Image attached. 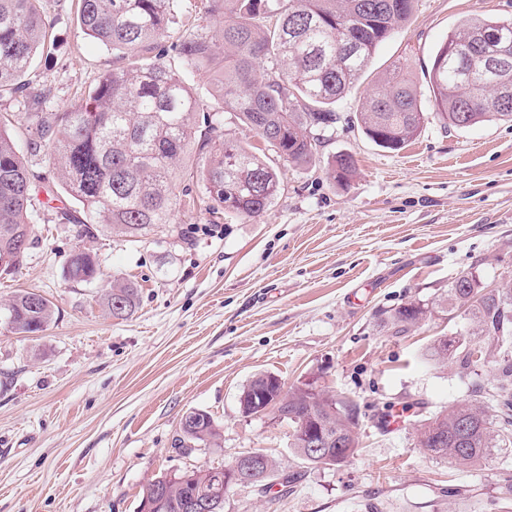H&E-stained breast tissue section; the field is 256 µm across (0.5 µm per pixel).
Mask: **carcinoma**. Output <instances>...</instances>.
<instances>
[{
    "instance_id": "carcinoma-1",
    "label": "carcinoma",
    "mask_w": 512,
    "mask_h": 512,
    "mask_svg": "<svg viewBox=\"0 0 512 512\" xmlns=\"http://www.w3.org/2000/svg\"><path fill=\"white\" fill-rule=\"evenodd\" d=\"M40 0H0V92L25 91L18 78L32 58L50 45L52 22ZM78 22L98 47L127 60L99 77L87 97L58 112H28L27 151L53 158L64 192L82 205L73 218L84 227L98 224L121 241H138L160 224L172 223L173 174L186 155L196 157V178L212 209L241 217L261 215L280 193V174L238 141L218 133L220 115L197 98L183 73L213 83L222 112L251 127L287 162L316 157L325 133L337 120L330 107L344 98L369 67L380 44L409 20L415 0H206L205 17L221 21L219 35L203 30L171 43L179 66L166 59L162 43L172 37L177 0H78ZM459 48L448 52V41ZM432 111L418 100L406 64L392 66L364 96L357 119L379 146L403 147L429 115L450 127L459 114L467 126L512 122V19L476 17L462 21L439 47L428 72ZM354 158L340 154L334 177L349 181ZM34 210L30 173L16 144L0 128V261L10 271L22 266L27 250L17 237L31 231ZM97 257L77 250L67 265L69 278L89 283L98 274ZM448 304L477 323L481 340L463 351L466 368L485 363L512 347V279L480 287L459 276ZM138 290L116 282L106 297L109 314L131 316ZM4 319L16 334L43 331L55 317L53 303L33 291H19L4 306ZM425 317L422 307L404 305L386 324L399 334ZM269 375L252 379L239 404L253 408L258 393L273 391ZM286 417L297 428L312 414L330 434L354 425L359 409L326 392L296 387L286 392ZM495 406L469 401L428 418L420 432L434 427L438 440L427 452L461 467L480 465L512 447V419L495 409H512V361L504 358L493 395ZM177 447L219 448L222 435L206 412L184 416ZM224 470L199 468L160 475L147 482L141 512H192L207 499L224 512Z\"/></svg>"
}]
</instances>
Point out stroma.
<instances>
[{"mask_svg": "<svg viewBox=\"0 0 512 512\" xmlns=\"http://www.w3.org/2000/svg\"><path fill=\"white\" fill-rule=\"evenodd\" d=\"M54 22L52 56L23 77L50 86L42 106L0 95V116L17 147L24 113L79 101L115 65L77 23V0H42ZM512 19V0H416L408 23L375 51L334 110L317 157L292 164L265 150L282 189L262 215L243 219L176 206L172 223L139 242L84 232L63 213L70 200L38 195L33 244L16 272L0 273V303L20 290L53 302L43 332L0 325V512H139L153 477L199 466L230 467L246 453L300 473L289 493L230 487L224 512H512V452L461 468L418 441L423 420L459 401L491 402L497 362L473 369L458 355L431 360L439 337L479 338L448 305L461 274L493 288L512 278V122L446 128L432 120L398 151L378 147L357 120L363 92L406 62L424 107L427 73L440 44L472 17ZM357 171L335 180L333 159ZM96 253L99 274L67 275L74 249ZM134 283L132 317L110 316L113 282ZM416 303L427 315L397 335L392 309ZM272 374L291 389L329 391L366 407L357 453L335 466L305 464L292 428L274 413L245 416L242 388ZM208 413L218 448L174 446L183 416Z\"/></svg>", "mask_w": 512, "mask_h": 512, "instance_id": "obj_1", "label": "stroma"}]
</instances>
